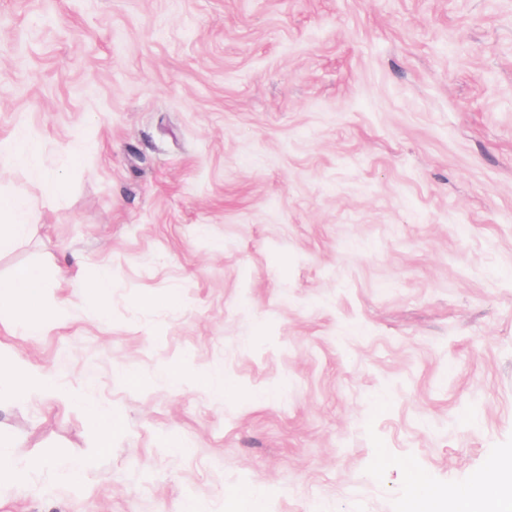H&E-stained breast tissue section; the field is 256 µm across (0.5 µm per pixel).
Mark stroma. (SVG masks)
Instances as JSON below:
<instances>
[{
  "label": "stroma",
  "mask_w": 512,
  "mask_h": 512,
  "mask_svg": "<svg viewBox=\"0 0 512 512\" xmlns=\"http://www.w3.org/2000/svg\"><path fill=\"white\" fill-rule=\"evenodd\" d=\"M21 133L42 175L0 193L41 205L0 275L117 286L0 348L124 428L95 454L69 405L0 408L35 464L0 512H404L410 475L463 493L512 458V0H0ZM60 455L92 462L68 484ZM57 283L73 288L83 296L84 303L91 304L101 315H104L112 303V288L115 284L109 270L102 268L98 274L90 280L80 276H69L68 269L57 267L54 275Z\"/></svg>",
  "instance_id": "35a3bbf8"
}]
</instances>
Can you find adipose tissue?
Wrapping results in <instances>:
<instances>
[{"mask_svg": "<svg viewBox=\"0 0 512 512\" xmlns=\"http://www.w3.org/2000/svg\"><path fill=\"white\" fill-rule=\"evenodd\" d=\"M33 204L18 196L0 195V256L12 252L32 231L30 217ZM60 283L82 295L98 313H106L112 303L114 282L109 270L103 269L90 280L70 276L68 269L57 268L47 274L34 263L21 264L0 276V311L12 319L16 334L32 336L42 333L48 319L67 317L73 309L71 300L50 299L52 283ZM0 392L16 399L50 395L82 408L93 421L100 447H109L119 422L111 410L86 403L79 386L66 385L40 366L0 354Z\"/></svg>", "mask_w": 512, "mask_h": 512, "instance_id": "obj_1", "label": "adipose tissue"}]
</instances>
